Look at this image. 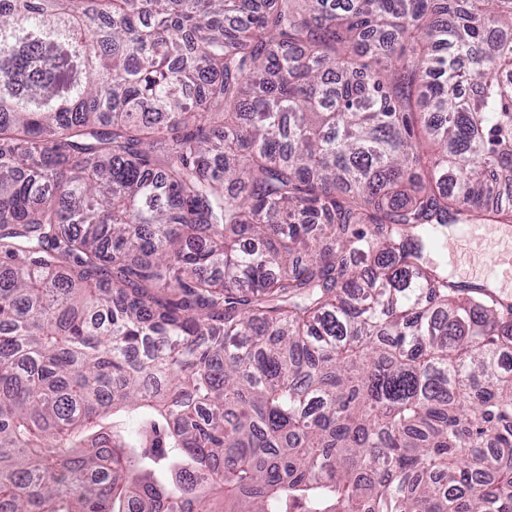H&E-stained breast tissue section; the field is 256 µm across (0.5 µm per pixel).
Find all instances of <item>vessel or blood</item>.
Wrapping results in <instances>:
<instances>
[{
  "instance_id": "vessel-or-blood-1",
  "label": "vessel or blood",
  "mask_w": 512,
  "mask_h": 512,
  "mask_svg": "<svg viewBox=\"0 0 512 512\" xmlns=\"http://www.w3.org/2000/svg\"><path fill=\"white\" fill-rule=\"evenodd\" d=\"M460 236L469 242L473 254L467 279L478 284L499 280L501 295H512V225L465 224Z\"/></svg>"
}]
</instances>
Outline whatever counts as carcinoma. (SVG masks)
I'll return each instance as SVG.
<instances>
[{
    "instance_id": "1",
    "label": "carcinoma",
    "mask_w": 512,
    "mask_h": 512,
    "mask_svg": "<svg viewBox=\"0 0 512 512\" xmlns=\"http://www.w3.org/2000/svg\"><path fill=\"white\" fill-rule=\"evenodd\" d=\"M251 2L0 0V512H512V0ZM459 229V238L471 245V271L461 277L476 285H484L488 279L500 280L502 287L496 293L512 296V225L464 224ZM478 257L482 259L476 260Z\"/></svg>"
}]
</instances>
